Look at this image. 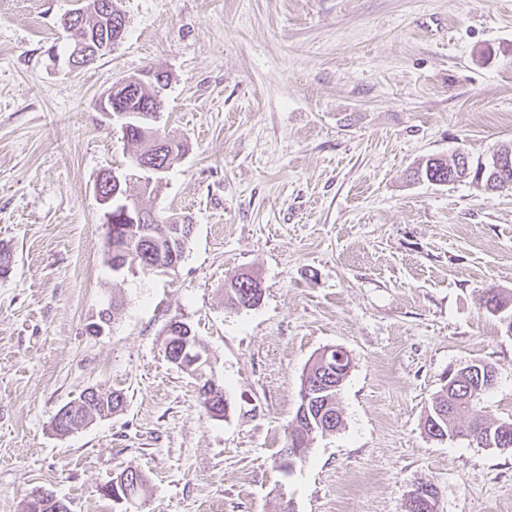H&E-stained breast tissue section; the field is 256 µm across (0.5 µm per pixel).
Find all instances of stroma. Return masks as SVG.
<instances>
[{
  "instance_id": "stroma-1",
  "label": "stroma",
  "mask_w": 512,
  "mask_h": 512,
  "mask_svg": "<svg viewBox=\"0 0 512 512\" xmlns=\"http://www.w3.org/2000/svg\"><path fill=\"white\" fill-rule=\"evenodd\" d=\"M74 6L0 0V512L41 488L121 512L99 488L127 467L139 512H406L422 482L439 512H512V449L424 429L475 361L497 374L477 413L512 419V192L409 176L512 143V0H120L123 41L73 72L50 50ZM145 71L167 74L158 127L187 151L142 204L194 232L174 271L118 276L95 184L132 151L100 103ZM244 271L264 293L237 310L224 283ZM175 317L209 346L224 416L164 355ZM332 347L342 423L284 470ZM90 386L123 410L56 434ZM107 392L112 395V412L116 411L118 408H120L124 404V395L119 391H112L107 390ZM108 393L106 394L104 389L92 386L86 388L78 399H75L74 401L70 402L67 406H65L63 409H61L53 422V428L58 433L61 434V432L64 431V428L60 426L58 423L63 422L67 428L68 433L73 431L75 428L81 426L80 424H77V422L74 419L70 420V417L73 414V409H75L77 406H88L89 404H97L98 402H104V407L106 409V399L108 397ZM69 420V422H68ZM68 422V423H67Z\"/></svg>"
}]
</instances>
